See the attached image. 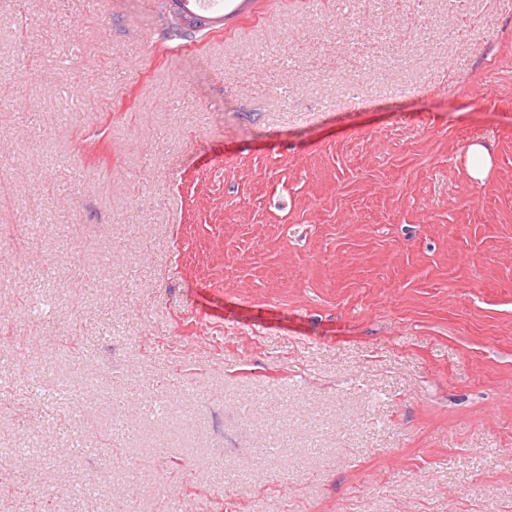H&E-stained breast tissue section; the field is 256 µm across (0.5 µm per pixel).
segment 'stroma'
Listing matches in <instances>:
<instances>
[{"instance_id":"35a3bbf8","label":"stroma","mask_w":512,"mask_h":512,"mask_svg":"<svg viewBox=\"0 0 512 512\" xmlns=\"http://www.w3.org/2000/svg\"><path fill=\"white\" fill-rule=\"evenodd\" d=\"M165 2L0 0V512H512V0ZM465 160L469 177L474 182H483L493 165V158L489 148L479 142L469 145Z\"/></svg>"}]
</instances>
